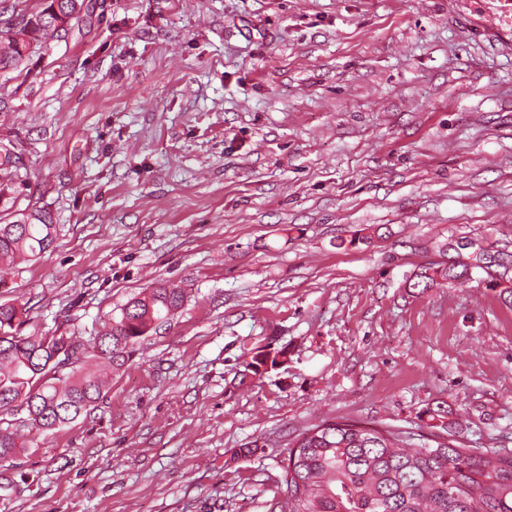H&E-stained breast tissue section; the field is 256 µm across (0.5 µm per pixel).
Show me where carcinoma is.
I'll use <instances>...</instances> for the list:
<instances>
[{
    "instance_id": "cac0c4a2",
    "label": "carcinoma",
    "mask_w": 512,
    "mask_h": 512,
    "mask_svg": "<svg viewBox=\"0 0 512 512\" xmlns=\"http://www.w3.org/2000/svg\"><path fill=\"white\" fill-rule=\"evenodd\" d=\"M0 0V72L14 68L29 51L10 36L18 17L40 30L39 43L68 33L80 18L82 0H49L35 13L19 14ZM58 225L50 211L35 209L0 224V266L32 261L53 245ZM437 264L415 274L412 288L464 282L468 268ZM184 289L161 283L133 297L120 316L105 324L93 356L114 364L182 307ZM26 309L0 304V464L27 449L23 431L40 433L69 424L102 397L103 380L81 366L88 352L74 336L55 331L23 335ZM26 416H19L20 411ZM446 430L434 446L415 447L395 429L361 426L347 419L297 434L282 461L287 499L281 512H512V451L464 448L460 423L446 408L429 411Z\"/></svg>"
}]
</instances>
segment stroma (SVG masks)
Instances as JSON below:
<instances>
[{
  "label": "stroma",
  "mask_w": 512,
  "mask_h": 512,
  "mask_svg": "<svg viewBox=\"0 0 512 512\" xmlns=\"http://www.w3.org/2000/svg\"><path fill=\"white\" fill-rule=\"evenodd\" d=\"M0 144L15 211L59 226L0 272L29 329L66 308L85 342L144 288L186 293L90 412L30 436L0 512H280L298 433L421 445L440 405L512 449V0H84L0 72ZM477 251L496 265L410 287ZM260 349L287 358L257 374ZM458 266L463 267L462 271L458 272L456 269ZM468 264L460 262L457 265L452 264L443 265L437 264L429 267H425L419 273H416L413 279L415 280L410 287L419 288L422 286L423 290L428 288H434L435 286L453 285L455 282L463 283L465 280H470L468 272ZM467 277L465 279H462ZM412 279V280H413Z\"/></svg>",
  "instance_id": "stroma-1"
}]
</instances>
